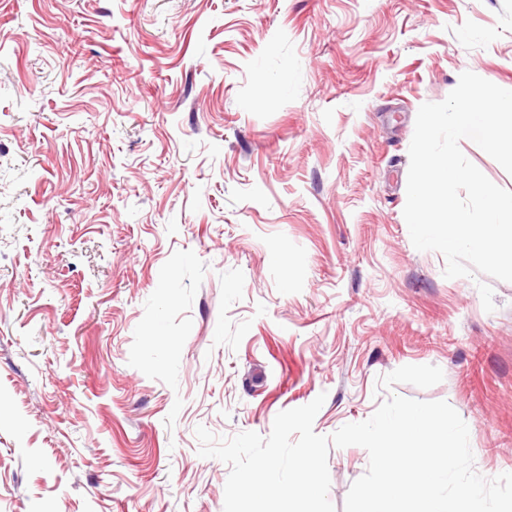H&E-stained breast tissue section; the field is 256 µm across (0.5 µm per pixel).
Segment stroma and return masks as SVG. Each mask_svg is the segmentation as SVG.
I'll return each instance as SVG.
<instances>
[{"mask_svg":"<svg viewBox=\"0 0 512 512\" xmlns=\"http://www.w3.org/2000/svg\"><path fill=\"white\" fill-rule=\"evenodd\" d=\"M467 70L512 85V0H0V512H223L196 427L321 394L324 436L447 401L512 472V282L403 216Z\"/></svg>","mask_w":512,"mask_h":512,"instance_id":"obj_1","label":"stroma"}]
</instances>
